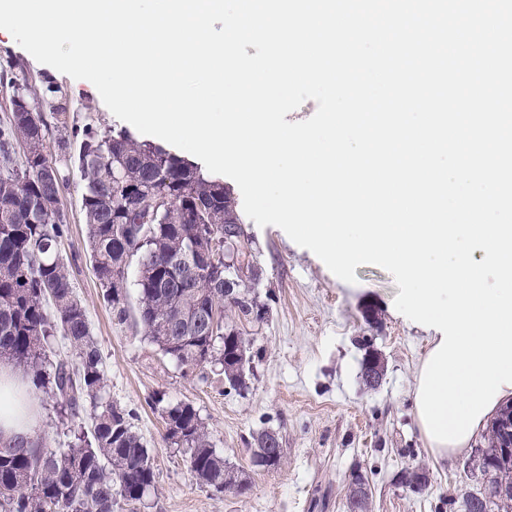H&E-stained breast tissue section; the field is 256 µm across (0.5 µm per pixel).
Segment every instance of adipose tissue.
Instances as JSON below:
<instances>
[{
	"mask_svg": "<svg viewBox=\"0 0 512 512\" xmlns=\"http://www.w3.org/2000/svg\"><path fill=\"white\" fill-rule=\"evenodd\" d=\"M35 423V404L26 384L0 368V443L32 439Z\"/></svg>",
	"mask_w": 512,
	"mask_h": 512,
	"instance_id": "ef3b65f1",
	"label": "adipose tissue"
}]
</instances>
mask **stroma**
<instances>
[{"label":"stroma","instance_id":"stroma-1","mask_svg":"<svg viewBox=\"0 0 512 512\" xmlns=\"http://www.w3.org/2000/svg\"><path fill=\"white\" fill-rule=\"evenodd\" d=\"M14 63L23 66L37 94L57 87L68 106L50 122L46 150L53 158L61 156L66 130L124 128L92 83L39 63L1 34L0 70ZM66 178L68 231L60 252L100 349L107 395L130 412L154 459L153 487L140 502L117 501L114 512H347V474L356 465L369 474V512H462L464 498L488 485L473 452L435 459L419 432L414 390L429 332L395 309L399 289L387 270L361 265L356 283H346L282 229L245 220L244 242L260 272L250 293L267 315L242 323L234 308L224 309L225 324L237 326L251 355L246 386L236 390L219 367L184 372L144 339L134 319L115 318L89 262L80 175L70 169ZM369 349L384 368L373 389L361 378ZM32 396L34 437L44 447L67 445L78 428H90L89 413L75 418L41 391ZM158 397L163 404L193 405L214 447L248 480L246 494L216 493L195 482L182 449L166 437ZM264 430L278 432L282 442L283 459L275 469L252 461L254 439ZM405 468L427 469L428 487L413 493L397 486L396 475Z\"/></svg>","mask_w":512,"mask_h":512}]
</instances>
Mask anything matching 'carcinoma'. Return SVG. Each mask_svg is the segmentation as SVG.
I'll use <instances>...</instances> for the list:
<instances>
[{"label": "carcinoma", "instance_id": "cac0c4a2", "mask_svg": "<svg viewBox=\"0 0 512 512\" xmlns=\"http://www.w3.org/2000/svg\"><path fill=\"white\" fill-rule=\"evenodd\" d=\"M9 115L0 122V361L33 379L73 416L91 407V437L62 448L39 442L0 445V512H112L116 497L139 502L155 481L149 449L130 414L106 395L102 358L85 307L57 250L67 230L63 171L49 166L47 114L66 111L12 76ZM70 162L82 181L81 202L90 257L103 299L118 320L128 313V268L136 265V322L144 336L179 367L221 366L234 388L245 386L248 342L233 326L214 324L224 305L238 320H262L264 306L248 297L242 270L259 276L244 250L243 220L230 189L201 169L125 131L74 130ZM236 262L224 264V252ZM76 350L69 366L53 359L50 338ZM166 437L184 449L192 478L217 493L249 489L214 448L189 403L162 409ZM512 405L491 427L488 492L497 512H512V455L500 452Z\"/></svg>", "mask_w": 512, "mask_h": 512}]
</instances>
